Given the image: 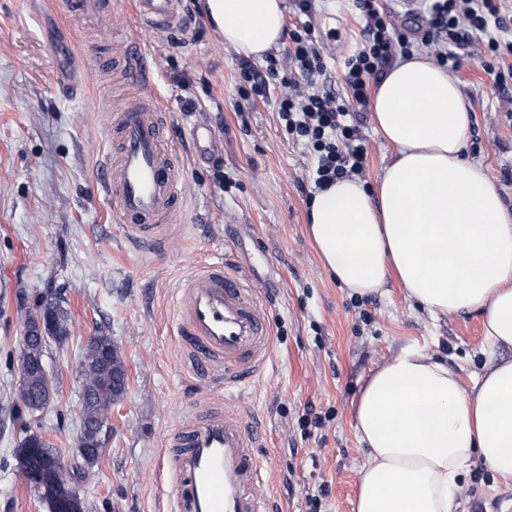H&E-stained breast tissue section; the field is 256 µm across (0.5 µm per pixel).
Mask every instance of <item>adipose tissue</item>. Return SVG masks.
I'll return each mask as SVG.
<instances>
[{"mask_svg":"<svg viewBox=\"0 0 512 512\" xmlns=\"http://www.w3.org/2000/svg\"><path fill=\"white\" fill-rule=\"evenodd\" d=\"M225 48L263 57L285 35V0H204ZM372 122L392 150L373 186L318 189L307 235L353 294L397 284L432 321L479 313L485 358L469 380L410 346L377 364L351 404L367 455L354 512H456L479 457L512 490V210L465 159L471 115L458 80L430 57L399 60L375 84Z\"/></svg>","mask_w":512,"mask_h":512,"instance_id":"obj_1","label":"adipose tissue"}]
</instances>
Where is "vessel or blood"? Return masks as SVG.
Wrapping results in <instances>:
<instances>
[{"label": "vessel or blood", "instance_id": "vessel-or-blood-1", "mask_svg": "<svg viewBox=\"0 0 512 512\" xmlns=\"http://www.w3.org/2000/svg\"><path fill=\"white\" fill-rule=\"evenodd\" d=\"M122 5L69 0L68 9L102 28ZM133 7L136 20L159 33L186 27L180 0H133ZM117 38V69L136 91L113 116L118 146L101 167L99 184L116 220L151 252L164 244L184 202L182 177L159 120L161 98L144 92L153 83V62L137 33L121 31ZM171 334L193 371L220 388L192 400L165 441L162 477L171 489L170 512H272L257 434L220 398L254 381L272 346L255 286L221 257L193 266L176 289Z\"/></svg>", "mask_w": 512, "mask_h": 512}]
</instances>
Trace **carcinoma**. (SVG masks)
Returning <instances> with one entry per match:
<instances>
[{
	"label": "carcinoma",
	"mask_w": 512,
	"mask_h": 512,
	"mask_svg": "<svg viewBox=\"0 0 512 512\" xmlns=\"http://www.w3.org/2000/svg\"><path fill=\"white\" fill-rule=\"evenodd\" d=\"M54 320V332L49 336L31 338V354L22 357L19 383L25 387L20 396L23 405L31 410L42 408L50 400L54 379L46 373L45 350L49 341L58 343L69 335L68 312L59 299L41 296L36 308L25 318L33 326L44 315ZM83 377L81 392L82 430L79 445L86 451L100 447L102 435L108 427L112 404L126 392V368L122 356L112 345V338L104 335L89 337L81 356Z\"/></svg>",
	"instance_id": "obj_1"
}]
</instances>
